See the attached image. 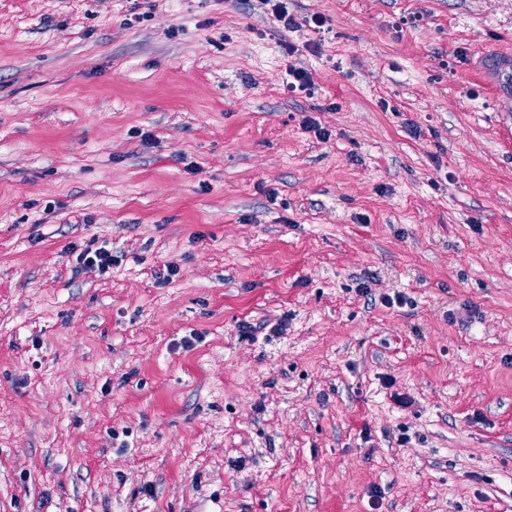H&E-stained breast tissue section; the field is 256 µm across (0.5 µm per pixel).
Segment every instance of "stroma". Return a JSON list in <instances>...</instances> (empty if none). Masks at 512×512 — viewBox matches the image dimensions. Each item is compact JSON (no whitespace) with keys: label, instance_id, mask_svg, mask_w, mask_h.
<instances>
[{"label":"stroma","instance_id":"35a3bbf8","mask_svg":"<svg viewBox=\"0 0 512 512\" xmlns=\"http://www.w3.org/2000/svg\"><path fill=\"white\" fill-rule=\"evenodd\" d=\"M285 3L0 0V512H512V0ZM113 260L111 251L102 247L93 248V243L77 256V264L81 269L97 270L101 274L107 273L112 268Z\"/></svg>","mask_w":512,"mask_h":512}]
</instances>
